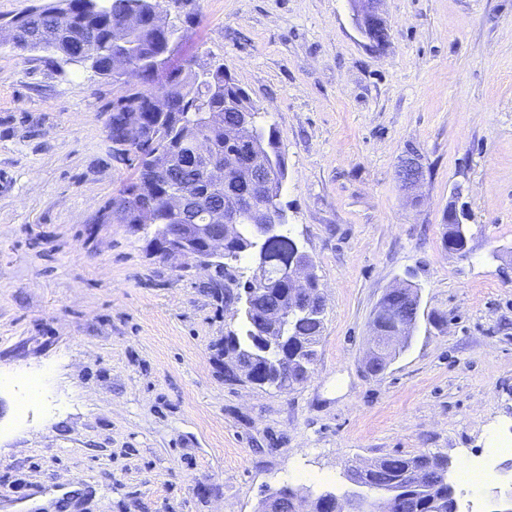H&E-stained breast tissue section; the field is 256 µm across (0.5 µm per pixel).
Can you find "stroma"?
<instances>
[{
    "mask_svg": "<svg viewBox=\"0 0 512 512\" xmlns=\"http://www.w3.org/2000/svg\"><path fill=\"white\" fill-rule=\"evenodd\" d=\"M188 46L224 64L278 131L281 203L326 305L308 379H224L240 326L151 226L101 224L130 177L117 90L0 34V512H255L269 492L348 489V466L512 438V0H384L364 46L346 0H196ZM422 157L417 196L396 168ZM469 255L443 225L455 187ZM417 286L408 347L365 366L371 320Z\"/></svg>",
    "mask_w": 512,
    "mask_h": 512,
    "instance_id": "1",
    "label": "stroma"
}]
</instances>
